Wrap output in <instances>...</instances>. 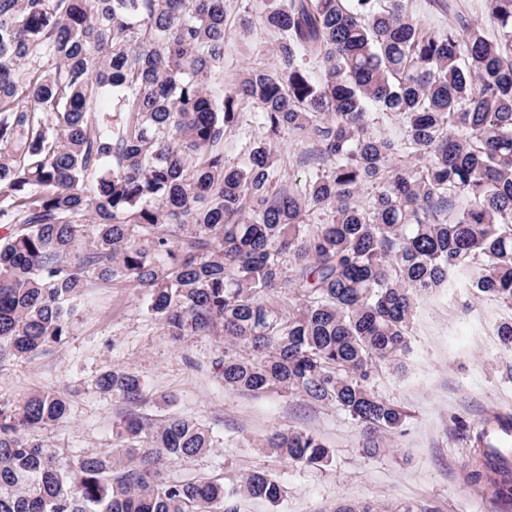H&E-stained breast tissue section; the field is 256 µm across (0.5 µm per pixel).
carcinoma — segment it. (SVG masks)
<instances>
[{"label":"carcinoma","mask_w":512,"mask_h":512,"mask_svg":"<svg viewBox=\"0 0 512 512\" xmlns=\"http://www.w3.org/2000/svg\"><path fill=\"white\" fill-rule=\"evenodd\" d=\"M429 2L448 16L434 32L408 0H275L262 23L279 69L226 93L225 0H0V355L35 357L70 333L92 284L131 283L173 342H224L225 388L336 407L366 453L385 449L409 414L374 380L404 369L419 302L464 277L512 311V0H489L483 23L465 0ZM245 104L268 136L314 140L326 167L287 189L265 146L227 163ZM496 336L512 350V316ZM97 386L127 404L147 390L118 367ZM68 410L49 390L0 404V512L283 497L264 470L232 486L167 477L215 448L190 415L129 414L112 448H51L38 430ZM507 432L512 417L485 422L470 471L504 503L512 466L489 449ZM261 448L330 460L303 429Z\"/></svg>","instance_id":"carcinoma-1"}]
</instances>
